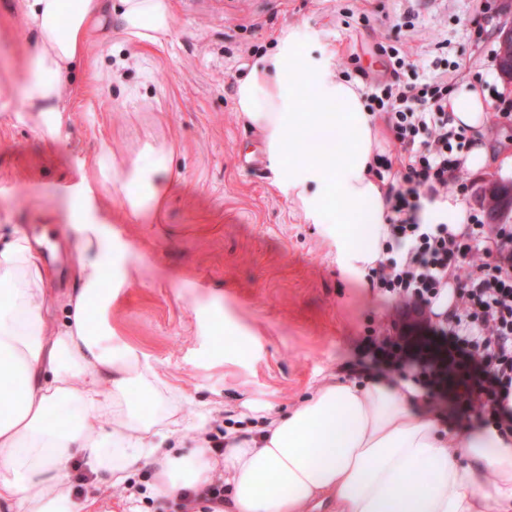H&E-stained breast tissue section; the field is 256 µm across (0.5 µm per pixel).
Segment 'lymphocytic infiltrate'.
<instances>
[{"instance_id":"lymphocytic-infiltrate-1","label":"lymphocytic infiltrate","mask_w":512,"mask_h":512,"mask_svg":"<svg viewBox=\"0 0 512 512\" xmlns=\"http://www.w3.org/2000/svg\"><path fill=\"white\" fill-rule=\"evenodd\" d=\"M390 60L388 77L366 106L386 114L394 151L376 154L371 169L380 175L399 160L404 171L389 186L386 258L368 279L394 303L395 335L370 360L348 367L383 379L412 367L428 412L461 408L483 425L512 431V224L472 214L455 233L447 223L423 220L426 203L465 189L474 140L448 119L447 76L407 82L403 58L394 52ZM446 294L448 308L435 313Z\"/></svg>"}]
</instances>
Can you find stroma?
Instances as JSON below:
<instances>
[{
    "mask_svg": "<svg viewBox=\"0 0 512 512\" xmlns=\"http://www.w3.org/2000/svg\"><path fill=\"white\" fill-rule=\"evenodd\" d=\"M172 34L161 45L129 39L119 22L94 33L66 94L68 121L48 136L28 112L18 76L30 50L23 27H0V239L24 233L52 244L55 323L78 288L72 210L87 211L128 246L130 278L112 302L117 340L146 353L211 433L258 423L299 405L324 379L349 381L342 363L381 337L391 306L366 275L347 273L336 243L288 195L262 136L234 107V87L280 31L311 35L313 56L335 73L368 72L364 94L387 74L381 46L406 54L402 78L440 71L480 82L490 104L512 100L497 70L512 0H171ZM169 157L165 198L150 218L132 214L102 183L98 159L134 167L147 148ZM492 181L512 167L469 170L449 191L466 212L482 209ZM223 320L248 345L219 357L211 336Z\"/></svg>",
    "mask_w": 512,
    "mask_h": 512,
    "instance_id": "obj_1",
    "label": "stroma"
}]
</instances>
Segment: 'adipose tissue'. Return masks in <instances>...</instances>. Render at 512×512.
<instances>
[{
  "label": "adipose tissue",
  "mask_w": 512,
  "mask_h": 512,
  "mask_svg": "<svg viewBox=\"0 0 512 512\" xmlns=\"http://www.w3.org/2000/svg\"><path fill=\"white\" fill-rule=\"evenodd\" d=\"M14 14L35 50L20 78L29 111L58 134L65 93L89 32L118 19L127 36L164 44L169 0H16ZM300 28H284L275 52L258 56L235 87V108L259 132L288 190L314 223L326 225L348 271L384 260L388 184L370 172L383 122L357 85L334 74L330 58L305 51ZM335 103L339 112L326 114ZM487 97L464 82L448 98L456 126L479 130ZM103 176L125 189L133 214L158 209L167 155L149 151ZM81 283L63 326H51L41 259L23 234L0 248V512H93L131 471L151 470L154 489L174 496L223 477L236 512H307L330 500L336 512H512V437L495 426L441 429L416 411L419 390L326 380L298 406L271 415L257 434L164 447L183 402L148 356L116 342L107 313L127 271L112 237L88 215L74 218ZM95 494L76 499L73 463Z\"/></svg>",
  "instance_id": "ef3b65f1"
}]
</instances>
